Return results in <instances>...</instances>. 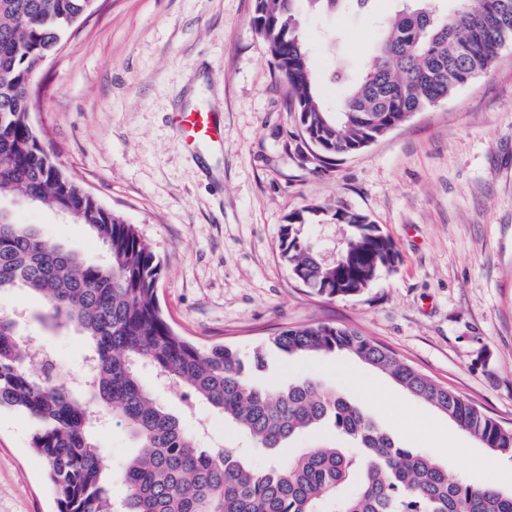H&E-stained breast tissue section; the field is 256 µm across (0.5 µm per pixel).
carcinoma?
<instances>
[{
  "mask_svg": "<svg viewBox=\"0 0 512 512\" xmlns=\"http://www.w3.org/2000/svg\"><path fill=\"white\" fill-rule=\"evenodd\" d=\"M334 15L349 0H255L253 28L268 44L275 78L287 87L286 111L297 114L298 160L315 171L359 151L495 64L512 39V0H400L387 19L363 77L335 111L322 99L299 27V3ZM88 0H0V199L24 198L87 226L106 261L61 247L7 215L0 220V292L25 288L41 296V320L72 325L89 340L85 377L63 380L42 355L28 366L15 320L0 317V410L25 412L32 444L47 467L57 512H512V493L493 483L474 487L433 457L399 446L359 405L313 377L281 385L251 382L264 367L256 349L244 358L223 344L201 347L164 317L157 295L162 267L135 225L87 195L47 154L30 125L27 91L56 53ZM326 209L288 215L280 255L312 293L361 294L395 270V244L369 216L338 208L346 242L324 261L302 235ZM288 355L345 352L388 374L412 396L448 415L499 456L512 458V429L437 384L392 350L359 331L327 323L287 328L265 342ZM204 402L249 436L269 458L256 469L233 448H201L142 381L140 367ZM118 417L136 454L120 470L125 496L112 498L113 471L96 441L100 422ZM330 430L350 446L319 444L288 457L287 442ZM352 484V493L344 488Z\"/></svg>",
  "mask_w": 512,
  "mask_h": 512,
  "instance_id": "cac0c4a2",
  "label": "carcinoma"
}]
</instances>
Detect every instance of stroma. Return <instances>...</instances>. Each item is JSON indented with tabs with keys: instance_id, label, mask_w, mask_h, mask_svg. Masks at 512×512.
I'll use <instances>...</instances> for the list:
<instances>
[{
	"instance_id": "1",
	"label": "stroma",
	"mask_w": 512,
	"mask_h": 512,
	"mask_svg": "<svg viewBox=\"0 0 512 512\" xmlns=\"http://www.w3.org/2000/svg\"><path fill=\"white\" fill-rule=\"evenodd\" d=\"M255 0H95L36 75L32 120L45 148L108 209L135 224L162 265L158 298L170 323L207 347L251 354L281 330L349 327L487 415L512 427V39L495 66L447 100L330 168L297 159L294 113L254 32ZM397 0L326 16L303 13L302 34L321 93L339 106L370 65L380 23ZM198 105L224 131L218 148L189 150L171 122ZM309 204L367 214L399 252L396 271L361 295L329 299L294 280L279 235ZM16 223L86 259L104 248L85 226L16 205ZM43 299L0 294V316L54 353L61 378L85 373L89 346L73 327L41 320ZM312 376L366 408L401 447L436 457L475 486L512 492V460L491 451L389 376L336 352L267 351L268 384ZM143 381L183 416L204 448L250 453L222 413ZM32 419L0 411V512H56L32 447Z\"/></svg>"
}]
</instances>
